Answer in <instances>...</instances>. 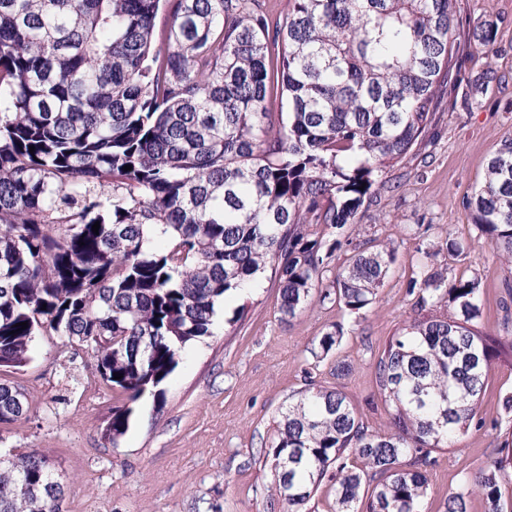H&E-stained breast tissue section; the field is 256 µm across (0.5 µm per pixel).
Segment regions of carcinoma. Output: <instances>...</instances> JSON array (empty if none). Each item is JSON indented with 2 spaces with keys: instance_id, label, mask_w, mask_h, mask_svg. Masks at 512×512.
<instances>
[{
  "instance_id": "obj_1",
  "label": "carcinoma",
  "mask_w": 512,
  "mask_h": 512,
  "mask_svg": "<svg viewBox=\"0 0 512 512\" xmlns=\"http://www.w3.org/2000/svg\"><path fill=\"white\" fill-rule=\"evenodd\" d=\"M290 2L273 17L259 0H0V364L25 366L40 336L86 350L126 398L113 441L180 350L212 335L221 299L269 267L282 315L309 301L341 247L310 227L354 223L455 85L457 0ZM465 204L511 266L512 139ZM442 250L461 245L416 248L421 314L376 362L389 430L369 431L339 387L306 388L278 413L265 456L285 512H307L325 479L336 512H423L433 453L484 427L480 396L512 336L479 329V280L429 268ZM394 260L390 247L357 251L319 300L360 315ZM30 409L0 379V424ZM501 447L447 512L475 492L504 512L512 434ZM20 459L0 463V512H62L49 460Z\"/></svg>"
}]
</instances>
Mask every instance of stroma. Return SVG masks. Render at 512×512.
I'll return each instance as SVG.
<instances>
[{
    "label": "stroma",
    "mask_w": 512,
    "mask_h": 512,
    "mask_svg": "<svg viewBox=\"0 0 512 512\" xmlns=\"http://www.w3.org/2000/svg\"><path fill=\"white\" fill-rule=\"evenodd\" d=\"M458 3L468 28L494 21V42L457 41L452 63L460 82L442 92L416 149L387 171L384 189L356 223L341 231L315 228L317 236L345 239L323 270L326 286L354 245L395 249L376 302L360 317L315 299L294 318H282L278 284L263 274L247 294L218 303L211 335L180 352L162 396H142L129 429L114 442L103 430L122 396L103 383L87 353L72 359L61 338L37 339L30 362L15 375L31 410L0 428V451L46 454L65 486L63 512H283L270 496L264 450L279 410L306 383L341 387L365 426L388 429L375 365L414 314L409 282L418 271L419 241L450 236L461 242L460 253L439 255L437 265L447 267L452 280L478 278L480 328L512 335V268L464 206L482 184L490 155L512 138V0ZM338 324L344 327L339 344L327 357L313 358L312 342ZM341 362L348 370L340 377ZM510 391L512 364L494 362L478 405L487 425L436 453L423 512H445L449 492L497 457L498 430L512 428V416L500 406Z\"/></svg>",
    "instance_id": "stroma-1"
}]
</instances>
